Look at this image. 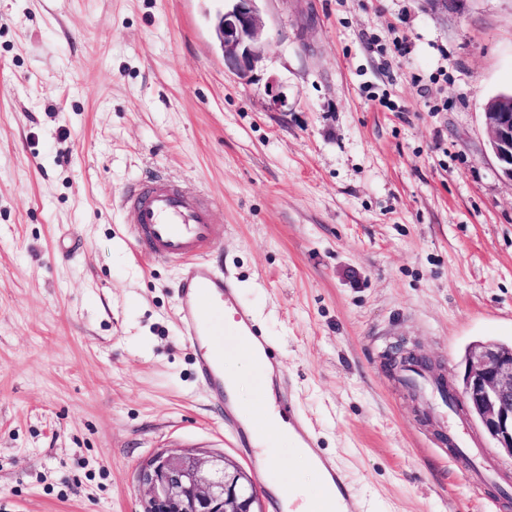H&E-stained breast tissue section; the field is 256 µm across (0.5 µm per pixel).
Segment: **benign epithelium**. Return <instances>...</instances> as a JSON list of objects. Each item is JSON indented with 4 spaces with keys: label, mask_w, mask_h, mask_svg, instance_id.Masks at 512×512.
I'll list each match as a JSON object with an SVG mask.
<instances>
[{
    "label": "benign epithelium",
    "mask_w": 512,
    "mask_h": 512,
    "mask_svg": "<svg viewBox=\"0 0 512 512\" xmlns=\"http://www.w3.org/2000/svg\"><path fill=\"white\" fill-rule=\"evenodd\" d=\"M214 33L224 64L248 77L267 42L258 0H229ZM489 150L512 181V92L483 106ZM465 411L473 415L493 448L512 456V345L479 342L464 360L461 383L448 381ZM143 512H262L251 476L222 453L157 452L136 474Z\"/></svg>",
    "instance_id": "benign-epithelium-1"
}]
</instances>
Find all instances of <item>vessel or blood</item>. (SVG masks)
<instances>
[{
	"mask_svg": "<svg viewBox=\"0 0 512 512\" xmlns=\"http://www.w3.org/2000/svg\"><path fill=\"white\" fill-rule=\"evenodd\" d=\"M127 203L133 212L131 235L138 251L151 259L174 262L186 275L177 295V323L186 341L196 351V373L209 398L221 414L235 447L252 455V435L243 410L224 386L223 357L229 343L249 337L261 370H279V358L252 309L244 304L230 276L215 273L208 256L219 238L216 203L185 194L178 186L152 179L136 183ZM293 427L298 447L309 448L313 437L297 403L290 396L278 401ZM315 464L325 482L334 488L329 512H355L347 483L335 462L316 457Z\"/></svg>",
	"mask_w": 512,
	"mask_h": 512,
	"instance_id": "obj_1",
	"label": "vessel or blood"
}]
</instances>
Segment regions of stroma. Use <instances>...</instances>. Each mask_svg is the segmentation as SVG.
Instances as JSON below:
<instances>
[{
	"label": "stroma",
	"instance_id": "stroma-1",
	"mask_svg": "<svg viewBox=\"0 0 512 512\" xmlns=\"http://www.w3.org/2000/svg\"><path fill=\"white\" fill-rule=\"evenodd\" d=\"M225 0H0V512H142L138 467L221 452L311 486L288 443L230 444L178 331L181 270L120 203L162 176L220 205L216 272L358 512H512V456L393 364L512 343V180L483 106L512 90V0H259L248 78ZM281 86L288 104L271 106ZM469 431L491 477L448 444ZM231 2L214 22V33L224 57V65L247 78L267 42V30L258 9L259 0Z\"/></svg>",
	"mask_w": 512,
	"mask_h": 512
}]
</instances>
